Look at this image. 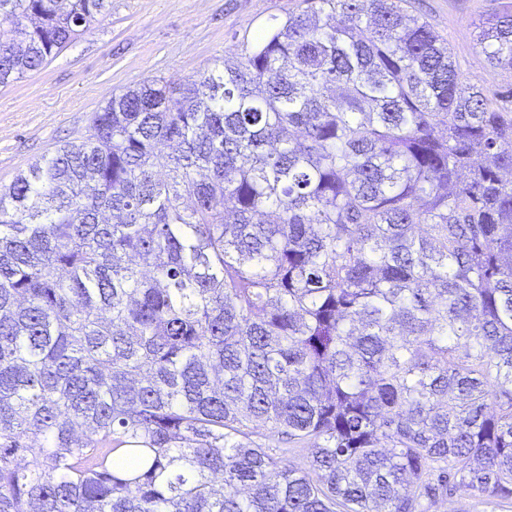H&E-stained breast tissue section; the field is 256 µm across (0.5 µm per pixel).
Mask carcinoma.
Wrapping results in <instances>:
<instances>
[{"label": "carcinoma", "instance_id": "obj_1", "mask_svg": "<svg viewBox=\"0 0 512 512\" xmlns=\"http://www.w3.org/2000/svg\"><path fill=\"white\" fill-rule=\"evenodd\" d=\"M106 2L0 0V85ZM478 41L512 72V10ZM458 485L512 501V87L463 80L408 0H299L0 186V512Z\"/></svg>", "mask_w": 512, "mask_h": 512}]
</instances>
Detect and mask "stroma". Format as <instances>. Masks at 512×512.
<instances>
[{"label": "stroma", "instance_id": "1", "mask_svg": "<svg viewBox=\"0 0 512 512\" xmlns=\"http://www.w3.org/2000/svg\"><path fill=\"white\" fill-rule=\"evenodd\" d=\"M447 41L465 77L490 91L512 74L489 65L476 32L512 0H411ZM295 0H110L108 11L39 70L0 86V186L85 133L115 93L144 80L180 82L224 53L242 57Z\"/></svg>", "mask_w": 512, "mask_h": 512}]
</instances>
